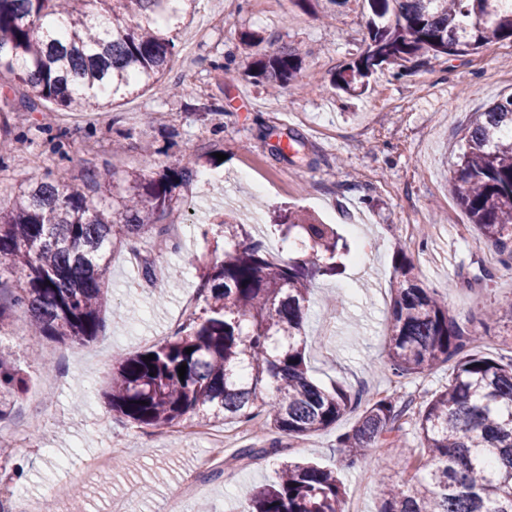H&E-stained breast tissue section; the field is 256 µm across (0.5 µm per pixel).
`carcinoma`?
<instances>
[{"instance_id":"cac0c4a2","label":"carcinoma","mask_w":512,"mask_h":512,"mask_svg":"<svg viewBox=\"0 0 512 512\" xmlns=\"http://www.w3.org/2000/svg\"><path fill=\"white\" fill-rule=\"evenodd\" d=\"M505 0H368V43L339 69L332 84L363 94L383 64L400 70L425 53L452 55L512 40V5ZM196 0H0V130L5 113L41 112L52 103L67 112L112 105L139 91L177 93L163 82L175 43L169 29ZM106 21H101V18ZM303 67L297 49L283 45L255 57L250 77L286 89ZM465 148L453 180L473 229L512 267V97L476 112L463 131ZM194 179L191 162L156 177L129 173L122 182L95 184L97 198L58 172L22 185L8 211L0 209V331L10 311L29 317L38 339L87 345L104 331L108 253L130 237L157 241L161 223L180 207L177 189ZM282 231L324 261H276L242 224L221 221L229 248L202 267L199 310L175 336L121 358L104 391L118 417L139 427L174 426L186 418L261 426L273 438L236 449L241 465L277 457L279 436L325 431L357 398L308 375L303 315L317 277L344 273L347 244L330 224L294 211L275 214ZM388 357L398 379L426 374L452 360L448 386L424 401L415 427L423 461L418 474L395 481L382 461L380 512H512V358L475 352L437 290L423 287L404 250L396 253ZM192 352L185 353L186 349ZM152 354L154 359L143 360ZM186 365L184 379L178 368ZM28 377L0 345V419L27 391ZM395 393L376 395L352 428L336 437L342 466L369 460L368 449L388 439L406 411ZM336 470L312 462L279 464L275 480L256 487L245 512H346Z\"/></svg>"}]
</instances>
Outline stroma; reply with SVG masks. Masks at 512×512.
I'll return each mask as SVG.
<instances>
[{
    "label": "stroma",
    "instance_id": "1",
    "mask_svg": "<svg viewBox=\"0 0 512 512\" xmlns=\"http://www.w3.org/2000/svg\"><path fill=\"white\" fill-rule=\"evenodd\" d=\"M369 11L365 0H336L330 19L291 0H198L164 77L180 85L172 96L149 90L112 109L35 112L17 119L19 137L0 166V208H11L21 183L65 172L85 188L132 171L153 176L192 163L198 178L182 189L172 218L182 227L173 244L127 239L108 271L106 327L87 346L33 338L24 311H15L0 344L15 353L29 385L14 413L0 420V485L21 500L48 499L57 480L82 490L86 512H242L253 488L274 478L266 459L242 467L226 464L218 480L197 473L208 439L172 428H140L114 416L103 392L113 363L170 339L196 304L201 261L222 256V217L256 216L248 230L267 251L288 260L296 253L273 225L274 211L309 212L334 225L351 244L344 275L312 285L305 321L312 378L322 386L382 392L392 386L387 364L393 258L405 250L426 287L443 293L458 322L478 331L481 353L512 355V317L488 320L484 308L512 297V270L502 268L491 243L480 238L458 204L453 169L461 136L473 113L512 95V41L486 44L461 56L419 58L402 75L382 68L370 90L348 96L332 87L333 73L365 49ZM254 32L257 49L240 36ZM298 46L306 54L299 78L271 94L246 77L254 52ZM227 63L229 71L218 68ZM212 106L200 117L198 107ZM66 152L54 149L58 134ZM299 133L306 146L295 159L273 148ZM125 145L113 154V139ZM153 146L144 165L142 147ZM304 181L297 189L296 181ZM211 225L209 235L200 228ZM155 266L142 280L140 258ZM179 270L169 279L170 270ZM360 414L351 409L335 427L302 438L282 437L289 457L339 469L338 434ZM118 453L107 477L83 478L87 456ZM195 490L180 493L186 474ZM351 512H377L381 499L371 466L342 471ZM137 495H130V488ZM49 500V499H48Z\"/></svg>",
    "mask_w": 512,
    "mask_h": 512
}]
</instances>
